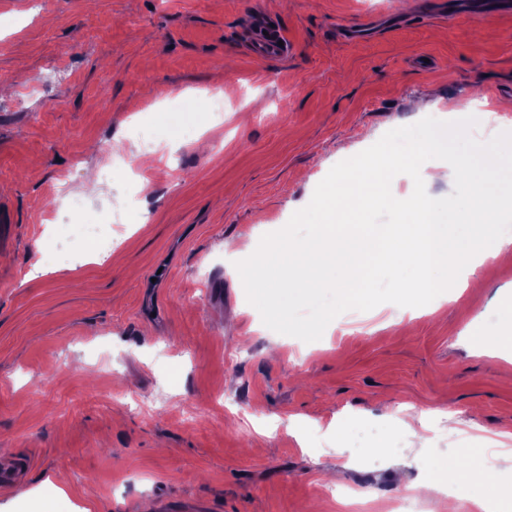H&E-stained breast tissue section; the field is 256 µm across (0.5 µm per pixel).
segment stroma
<instances>
[{
    "mask_svg": "<svg viewBox=\"0 0 512 512\" xmlns=\"http://www.w3.org/2000/svg\"><path fill=\"white\" fill-rule=\"evenodd\" d=\"M437 2L0 0V512H389L424 479L429 512H465L428 476L462 446L512 484V251L437 313L349 310L311 343L235 267L394 124L512 117V18ZM259 12L287 55H249Z\"/></svg>",
    "mask_w": 512,
    "mask_h": 512,
    "instance_id": "1",
    "label": "stroma"
}]
</instances>
